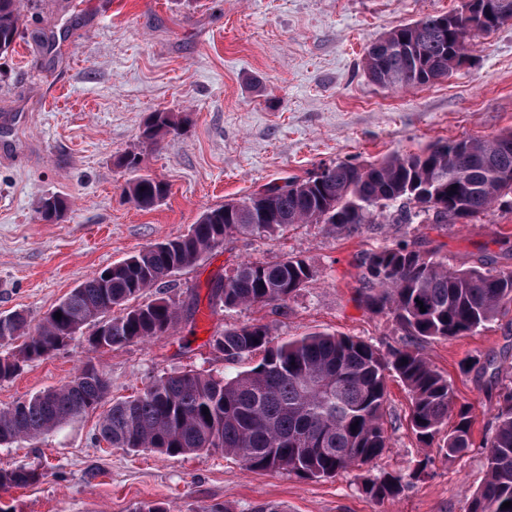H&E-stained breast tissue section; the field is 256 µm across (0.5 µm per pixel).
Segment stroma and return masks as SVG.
<instances>
[{"label": "stroma", "mask_w": 512, "mask_h": 512, "mask_svg": "<svg viewBox=\"0 0 512 512\" xmlns=\"http://www.w3.org/2000/svg\"><path fill=\"white\" fill-rule=\"evenodd\" d=\"M462 0H29L11 54L0 58V313L32 321L80 282L145 247L187 232L207 209L270 183L307 177L332 161L373 162L440 140L488 138L512 128V25L479 37L467 60L424 88L392 90L366 76L365 47L388 30ZM182 118L149 149L140 138L151 112ZM137 153L140 167L117 166ZM168 183L158 206L139 209L124 192L141 176ZM67 198L59 221L40 219L42 197ZM440 247L465 268L482 255L512 270V212L492 208L466 224H368L353 236L322 224L284 235H238L181 271L170 296L192 303V320L166 336L112 349L67 352L28 364L0 382V408L68 381L91 362L112 379V397L155 378L194 369L236 372L213 350L224 328L258 320L276 338L324 331L381 350L402 344L393 322L352 295L357 254L400 237ZM301 256L315 277L284 306L225 310L212 284L244 260ZM432 363L472 406V431L492 424L512 381V312L488 328L425 346ZM396 418L388 448L369 468L302 479L249 471L222 451L170 458L107 447L88 413L37 441L0 446V466L41 468L34 485L0 489V512H168L231 505L252 512H465L485 476L483 449L438 459L393 500L367 498V474L407 472L427 454L407 426L408 401L390 381Z\"/></svg>", "instance_id": "obj_1"}]
</instances>
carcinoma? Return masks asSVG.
I'll return each instance as SVG.
<instances>
[{
    "label": "carcinoma",
    "instance_id": "carcinoma-1",
    "mask_svg": "<svg viewBox=\"0 0 512 512\" xmlns=\"http://www.w3.org/2000/svg\"><path fill=\"white\" fill-rule=\"evenodd\" d=\"M23 0H0V55L19 36ZM476 23L464 32L451 14H427L395 27L368 45L364 70L385 88L427 87L467 57L472 40L512 21V0H472ZM179 121L156 111L140 137L156 149ZM247 198L203 212L188 233L152 244L106 267L72 289L38 324L14 311L0 315V382L35 360L63 352L82 333L93 349L144 342L170 334L193 316L169 296L130 301L168 283L205 252L235 234L272 237L294 224H323L352 235L365 224H466L494 205L512 209V128L490 138L445 141L418 153H396L367 163L322 164L306 179L271 184ZM128 193L148 210L169 185L139 177ZM60 196L42 201V220L61 219ZM357 301L372 314L392 318L403 346L381 353L363 340L311 332L277 340L269 325L249 321L212 337L224 361L254 365L220 378L194 370L164 374L135 395L105 405L108 374L84 364L73 379L0 409V445L31 442L98 408L101 441L137 452L180 457L220 449L252 471L288 470L304 478H332L368 466L389 445L388 380L409 399L408 425L418 442L446 460L473 447L470 408L457 403L452 381L424 353L425 345L475 333L512 308V271L491 260L455 268L436 249L400 240L362 253L355 264ZM314 279L308 261L291 256L274 263L243 261L211 287L212 302L226 309L280 306ZM422 305H417V302ZM61 313L56 318L55 313ZM209 414H203V409ZM358 426L351 427V424ZM486 475L466 512H512V382L501 388L490 437ZM420 461L407 474L365 480L366 497L383 502L427 475ZM32 467H0V486L36 484Z\"/></svg>",
    "mask_w": 512,
    "mask_h": 512
}]
</instances>
